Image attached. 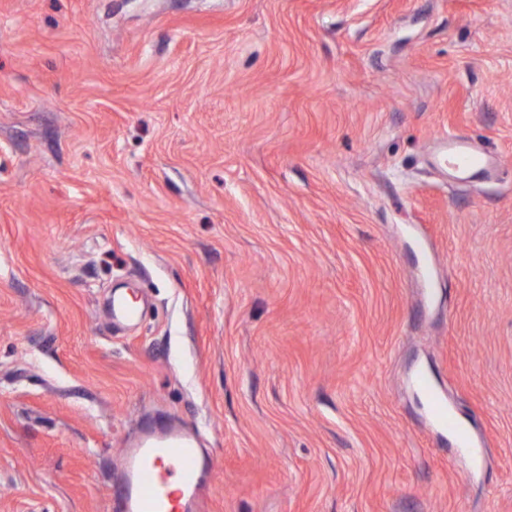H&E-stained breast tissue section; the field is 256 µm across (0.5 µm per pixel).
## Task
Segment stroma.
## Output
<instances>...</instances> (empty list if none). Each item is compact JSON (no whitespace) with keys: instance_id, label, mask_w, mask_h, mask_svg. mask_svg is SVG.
Masks as SVG:
<instances>
[{"instance_id":"obj_1","label":"stroma","mask_w":512,"mask_h":512,"mask_svg":"<svg viewBox=\"0 0 512 512\" xmlns=\"http://www.w3.org/2000/svg\"><path fill=\"white\" fill-rule=\"evenodd\" d=\"M149 418L206 512H512V0H0V512ZM448 161L454 166L466 169L472 177H485L488 167L481 153L465 138L448 136ZM417 387L426 395L429 401V412L437 427L454 434L466 452L473 458L480 454V448L475 445L463 425L457 420L453 411L432 385L426 372L421 371L415 377Z\"/></svg>"}]
</instances>
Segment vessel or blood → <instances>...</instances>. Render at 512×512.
I'll return each mask as SVG.
<instances>
[{
	"label": "vessel or blood",
	"instance_id": "b4317fda",
	"mask_svg": "<svg viewBox=\"0 0 512 512\" xmlns=\"http://www.w3.org/2000/svg\"><path fill=\"white\" fill-rule=\"evenodd\" d=\"M448 160L475 178L488 173L481 153L458 135L448 138ZM415 383L426 395L437 427L454 434L470 456H479L478 446L427 373H417ZM209 466L196 431L175 422L143 423L136 441L124 451L122 478L111 487V512H202L201 475Z\"/></svg>",
	"mask_w": 512,
	"mask_h": 512
}]
</instances>
